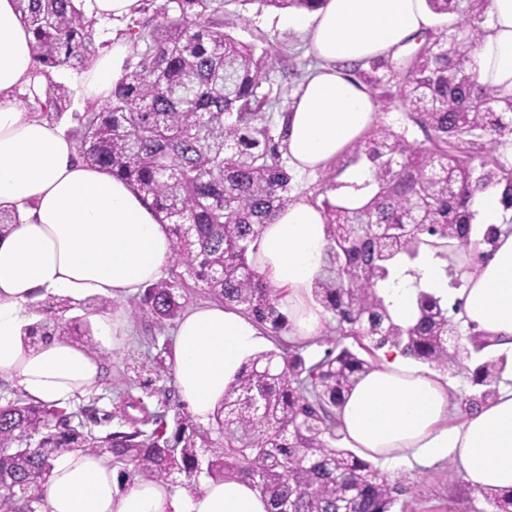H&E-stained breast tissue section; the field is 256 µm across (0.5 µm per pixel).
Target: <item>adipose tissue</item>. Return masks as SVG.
<instances>
[{
    "label": "adipose tissue",
    "mask_w": 512,
    "mask_h": 512,
    "mask_svg": "<svg viewBox=\"0 0 512 512\" xmlns=\"http://www.w3.org/2000/svg\"><path fill=\"white\" fill-rule=\"evenodd\" d=\"M292 25L307 36L317 64L292 94L284 145L297 170L327 168L374 123L377 104L348 64L399 57L412 38L435 25L425 0H327ZM486 35L472 57L481 82L512 92V0H488ZM34 36L17 0H0V209L15 221L0 230V378L35 403L65 404L100 390L98 352L68 336L30 344L31 306L51 294L81 301L119 299L159 280L173 260L168 224L132 184L82 162L75 142L34 115L19 92L40 81ZM129 44L119 39L94 57L83 77L86 98L103 103L123 75ZM327 228L318 204L293 200L261 225L255 264L283 289L293 335H319L324 312L311 298ZM437 249L422 247L398 264L403 286H384L394 320L416 319L425 290L458 305L464 327L512 353V231L502 230L489 259L448 286ZM258 325L220 303L186 312L170 362L192 416L208 424L228 386L265 346ZM449 383L411 365L398 350L381 354L346 395L338 433L361 455L429 464L451 460L476 489H512V386L452 421ZM43 512H268L251 483L209 481L196 491L138 481L123 489L107 457L63 453L52 471Z\"/></svg>",
    "instance_id": "ef3b65f1"
}]
</instances>
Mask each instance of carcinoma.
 Segmentation results:
<instances>
[{"mask_svg": "<svg viewBox=\"0 0 512 512\" xmlns=\"http://www.w3.org/2000/svg\"><path fill=\"white\" fill-rule=\"evenodd\" d=\"M252 1L309 11L325 2L163 0L151 17L126 25L124 35L141 49L112 101L78 117L82 161L136 185L170 224L174 271L129 300L151 332L181 319L188 277L274 336L289 330L279 291L250 259L259 225L272 223L292 190L282 161L285 129L273 123L285 87L270 81L268 50L258 55L232 35L240 13L227 6ZM427 2L437 15H457L456 23L418 35L413 52L398 61L375 58L349 69L382 111L404 114L403 126L374 122L311 187L327 225L312 294L336 320L335 347L314 364L298 347L257 354L208 428L178 403L152 410L145 402L156 382L171 378L164 349L137 365L152 374L144 396H122L121 414H103L98 430L75 422L78 413L66 406L9 400L0 405V512H41L55 462L72 450L109 455L122 475L191 491L202 472L214 481L244 479L270 512H393L411 487L333 445L337 410L379 352L397 348L440 370L463 355L472 360V392L460 398L461 409L497 397L505 356L486 355L489 342L463 336L434 295L418 292V321L405 329L378 292L390 277L387 262L398 255L413 261L423 245L442 249L453 266L488 254L498 228L473 237L476 193L501 186L503 211H512V161L499 152L512 140V95L480 84L469 66L487 0ZM18 8L35 38V74L78 71L97 54L83 4L18 0ZM72 95L61 82L50 86L46 110H66ZM412 129L422 141L408 139ZM361 161L370 164L374 188L362 205L348 207L330 192ZM73 308L65 296L36 302L41 319L28 336H84L97 349L90 321L65 317ZM481 495L492 512H512V490Z\"/></svg>", "mask_w": 512, "mask_h": 512, "instance_id": "carcinoma-1", "label": "carcinoma"}]
</instances>
